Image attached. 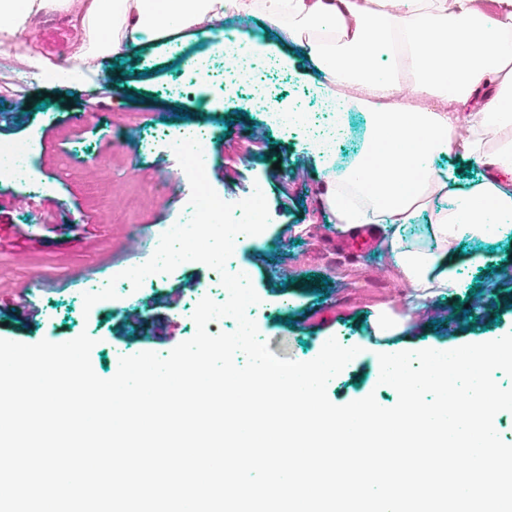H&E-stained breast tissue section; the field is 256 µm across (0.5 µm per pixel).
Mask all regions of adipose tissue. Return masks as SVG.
I'll use <instances>...</instances> for the list:
<instances>
[{"label":"adipose tissue","instance_id":"adipose-tissue-1","mask_svg":"<svg viewBox=\"0 0 512 512\" xmlns=\"http://www.w3.org/2000/svg\"><path fill=\"white\" fill-rule=\"evenodd\" d=\"M74 5L84 37L61 80L82 82L94 60L188 29L219 36L227 14L257 11L302 49L337 126L352 109L367 113L364 150L344 171L317 141L305 148L337 231L378 228L388 271L408 290L405 316L378 308L375 335L401 333L410 315L457 288L463 241L512 234V135L503 133L512 126V0H0V36L22 64L47 72L34 23ZM452 155L508 178L464 181ZM436 195L450 205L428 226L432 247L405 245V224Z\"/></svg>","mask_w":512,"mask_h":512}]
</instances>
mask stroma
<instances>
[{
	"label": "stroma",
	"mask_w": 512,
	"mask_h": 512,
	"mask_svg": "<svg viewBox=\"0 0 512 512\" xmlns=\"http://www.w3.org/2000/svg\"><path fill=\"white\" fill-rule=\"evenodd\" d=\"M224 26L264 44L255 79L265 104L248 88L225 89L222 57H215L209 74H193L189 60L209 48L196 36L115 62L99 60V68L115 65L120 73L103 88L96 112H85L78 87L51 83L24 66L0 74V106L12 110L0 123V138L32 144V174L40 186L27 204V187L0 181V338L62 343L88 333L96 341L92 367L106 379L120 357L165 355L194 336L199 301L224 300L219 273L204 264L179 266L88 312L83 294L86 286L151 258V249L128 246L130 232L154 237L164 225L188 220L190 184L171 144L184 130L202 127L210 133L208 181L218 196L235 204L262 189L274 216L261 247L244 245L231 257L252 272L260 302L247 314L260 337L277 357L298 361L315 358L332 337L363 347L358 363L330 381L328 397L344 405L371 394L391 404L390 391L373 379V357L384 344L374 339L370 322L378 305L403 311L406 290L389 275L385 257L340 251L343 236L323 206L325 184L303 151L304 132L272 125L267 111L292 107L312 130L332 125L333 118L321 112L318 92L303 77L306 58L298 49L272 46L262 18L229 16ZM80 111L85 122H73ZM96 168L106 170L112 187L108 222L91 183ZM494 246L490 265H462L458 288L421 313L393 345L448 349L511 333L512 278H501L500 271L512 270V239ZM23 285L37 318L16 306ZM168 295L173 303H165ZM129 313L139 322L116 336Z\"/></svg>",
	"instance_id": "1"
}]
</instances>
